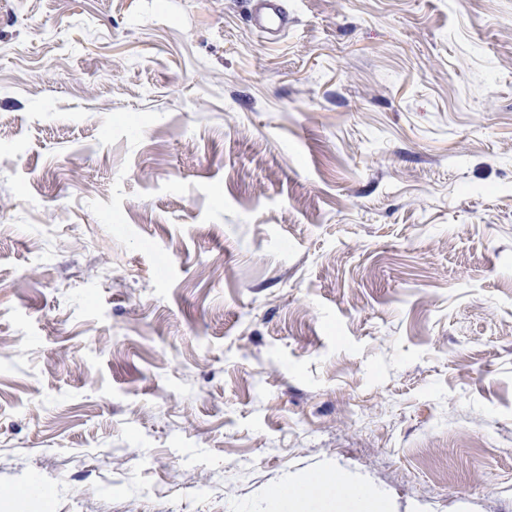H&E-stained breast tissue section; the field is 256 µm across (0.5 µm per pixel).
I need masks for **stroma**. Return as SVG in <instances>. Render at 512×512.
Segmentation results:
<instances>
[{
  "instance_id": "stroma-1",
  "label": "stroma",
  "mask_w": 512,
  "mask_h": 512,
  "mask_svg": "<svg viewBox=\"0 0 512 512\" xmlns=\"http://www.w3.org/2000/svg\"><path fill=\"white\" fill-rule=\"evenodd\" d=\"M0 0V512H512V0ZM283 2L284 0H250V20L271 39L286 32L291 22ZM278 512H391L390 503L356 488H344L336 473H323L311 482H300L276 492Z\"/></svg>"
}]
</instances>
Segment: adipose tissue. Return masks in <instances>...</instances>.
<instances>
[{
    "instance_id": "obj_1",
    "label": "adipose tissue",
    "mask_w": 512,
    "mask_h": 512,
    "mask_svg": "<svg viewBox=\"0 0 512 512\" xmlns=\"http://www.w3.org/2000/svg\"><path fill=\"white\" fill-rule=\"evenodd\" d=\"M276 498L278 512H391L384 498L344 486L339 475L328 472L310 482L282 487Z\"/></svg>"
}]
</instances>
